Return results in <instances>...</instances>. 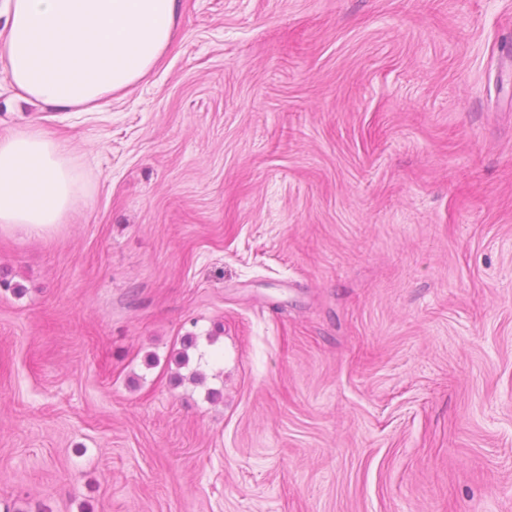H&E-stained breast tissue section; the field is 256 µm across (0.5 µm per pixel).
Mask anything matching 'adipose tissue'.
Listing matches in <instances>:
<instances>
[{
    "mask_svg": "<svg viewBox=\"0 0 512 512\" xmlns=\"http://www.w3.org/2000/svg\"><path fill=\"white\" fill-rule=\"evenodd\" d=\"M180 0H0V60L21 100L94 112L173 44ZM88 193L67 144L32 126L0 135V224L42 233Z\"/></svg>",
    "mask_w": 512,
    "mask_h": 512,
    "instance_id": "ef3b65f1",
    "label": "adipose tissue"
}]
</instances>
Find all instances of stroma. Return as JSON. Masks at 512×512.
Here are the masks:
<instances>
[{
    "instance_id": "1",
    "label": "stroma",
    "mask_w": 512,
    "mask_h": 512,
    "mask_svg": "<svg viewBox=\"0 0 512 512\" xmlns=\"http://www.w3.org/2000/svg\"><path fill=\"white\" fill-rule=\"evenodd\" d=\"M29 123L89 198L0 228V512H512V0H181Z\"/></svg>"
}]
</instances>
